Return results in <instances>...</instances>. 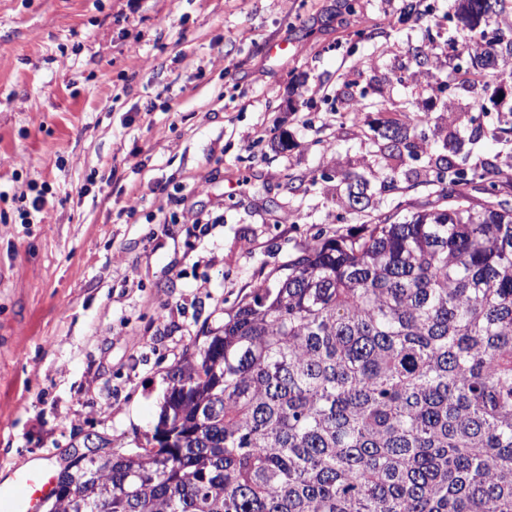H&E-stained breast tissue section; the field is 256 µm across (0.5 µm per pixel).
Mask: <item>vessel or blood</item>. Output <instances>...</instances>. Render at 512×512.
I'll use <instances>...</instances> for the list:
<instances>
[{
	"label": "vessel or blood",
	"instance_id": "vessel-or-blood-1",
	"mask_svg": "<svg viewBox=\"0 0 512 512\" xmlns=\"http://www.w3.org/2000/svg\"><path fill=\"white\" fill-rule=\"evenodd\" d=\"M55 483V474L40 465L14 470L0 482V512H41Z\"/></svg>",
	"mask_w": 512,
	"mask_h": 512
}]
</instances>
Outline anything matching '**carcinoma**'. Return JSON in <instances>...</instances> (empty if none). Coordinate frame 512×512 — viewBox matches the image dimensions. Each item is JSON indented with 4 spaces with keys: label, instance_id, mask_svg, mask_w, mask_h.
<instances>
[{
    "label": "carcinoma",
    "instance_id": "cac0c4a2",
    "mask_svg": "<svg viewBox=\"0 0 512 512\" xmlns=\"http://www.w3.org/2000/svg\"><path fill=\"white\" fill-rule=\"evenodd\" d=\"M507 0H458L486 92ZM387 129L388 156L412 154ZM293 256L168 372L146 446L71 461L47 512H512V198L468 179ZM507 3L506 12L500 16H493L489 19V22L485 28L484 36L479 37V47L481 49L489 50L494 47V41L500 34V31L507 32L508 29H512V10L510 2Z\"/></svg>",
    "mask_w": 512,
    "mask_h": 512
}]
</instances>
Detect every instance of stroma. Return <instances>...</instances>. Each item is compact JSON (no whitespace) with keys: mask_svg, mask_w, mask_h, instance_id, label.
Wrapping results in <instances>:
<instances>
[{"mask_svg":"<svg viewBox=\"0 0 512 512\" xmlns=\"http://www.w3.org/2000/svg\"><path fill=\"white\" fill-rule=\"evenodd\" d=\"M455 5L0 0V481L90 435L135 447L203 329L299 250L435 199L442 158L496 161L474 210L512 195ZM406 107L420 148L387 157Z\"/></svg>","mask_w":512,"mask_h":512,"instance_id":"stroma-1","label":"stroma"}]
</instances>
